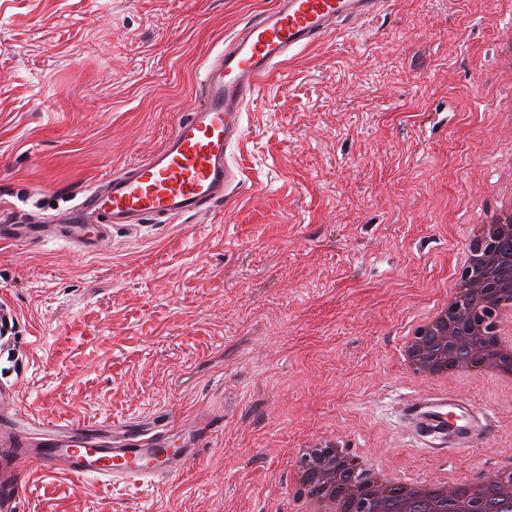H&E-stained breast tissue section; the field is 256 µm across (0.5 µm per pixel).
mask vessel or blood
<instances>
[{"label": "vessel or blood", "mask_w": 512, "mask_h": 512, "mask_svg": "<svg viewBox=\"0 0 512 512\" xmlns=\"http://www.w3.org/2000/svg\"><path fill=\"white\" fill-rule=\"evenodd\" d=\"M385 2L276 0L250 18L205 60L200 101L156 153L84 188L79 203L62 213V239L88 254L109 227L137 230L145 220L165 224L220 204L232 208L243 171L230 154L246 136L244 114L262 84L291 52L366 21ZM10 212L0 200L1 245L43 243L38 225L16 223ZM404 410L425 433L447 436L451 453L482 447L494 432L487 411L453 395L411 399ZM204 451L200 437L174 434L166 421H127L105 436L90 423H45L18 408L0 418V512H18L24 478L33 467L77 480L143 486L177 475Z\"/></svg>", "instance_id": "b4317fda"}]
</instances>
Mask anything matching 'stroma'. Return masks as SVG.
<instances>
[{
	"mask_svg": "<svg viewBox=\"0 0 512 512\" xmlns=\"http://www.w3.org/2000/svg\"><path fill=\"white\" fill-rule=\"evenodd\" d=\"M274 4L0 0V198L47 236L0 248V298L20 314L0 381L58 424L210 431L199 460L142 487L28 475L21 512H291L292 452L326 435L405 481L512 455L511 388L399 361L512 184V0H388L261 88L233 209L117 226L93 254L57 240L75 194L150 158L205 58ZM445 393L492 410L486 446L450 455L417 436L404 402Z\"/></svg>",
	"mask_w": 512,
	"mask_h": 512,
	"instance_id": "35a3bbf8",
	"label": "stroma"
}]
</instances>
